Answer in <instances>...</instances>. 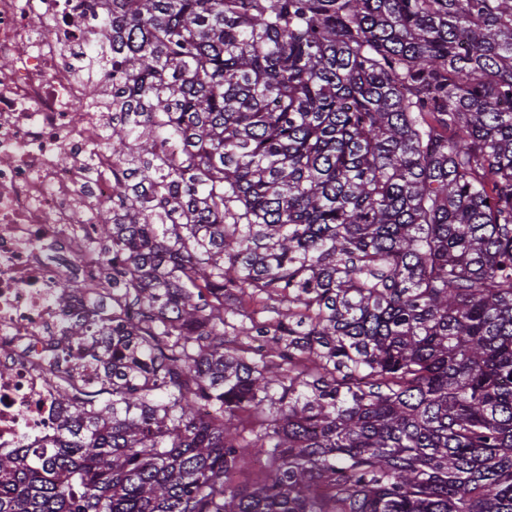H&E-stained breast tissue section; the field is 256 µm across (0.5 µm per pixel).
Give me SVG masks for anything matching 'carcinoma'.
I'll return each instance as SVG.
<instances>
[{"label": "carcinoma", "instance_id": "obj_1", "mask_svg": "<svg viewBox=\"0 0 512 512\" xmlns=\"http://www.w3.org/2000/svg\"><path fill=\"white\" fill-rule=\"evenodd\" d=\"M106 2L102 386L0 512H512V0Z\"/></svg>", "mask_w": 512, "mask_h": 512}]
</instances>
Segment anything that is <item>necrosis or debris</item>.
<instances>
[{"instance_id": "1", "label": "necrosis or debris", "mask_w": 512, "mask_h": 512, "mask_svg": "<svg viewBox=\"0 0 512 512\" xmlns=\"http://www.w3.org/2000/svg\"><path fill=\"white\" fill-rule=\"evenodd\" d=\"M104 12V0H0V451L56 436L59 338L97 296L75 225L111 195L112 157L97 146L107 106L75 111L87 84L69 67ZM73 279L66 312L56 295Z\"/></svg>"}]
</instances>
